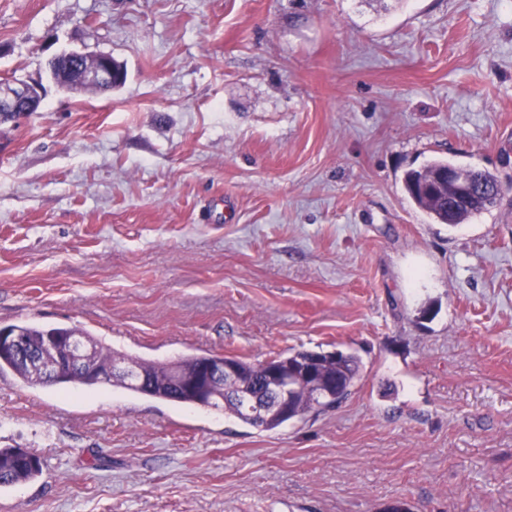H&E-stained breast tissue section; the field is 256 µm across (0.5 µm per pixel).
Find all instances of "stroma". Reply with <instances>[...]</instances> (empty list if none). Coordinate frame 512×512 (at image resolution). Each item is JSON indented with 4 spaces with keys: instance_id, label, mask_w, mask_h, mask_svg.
Listing matches in <instances>:
<instances>
[{
    "instance_id": "1",
    "label": "stroma",
    "mask_w": 512,
    "mask_h": 512,
    "mask_svg": "<svg viewBox=\"0 0 512 512\" xmlns=\"http://www.w3.org/2000/svg\"><path fill=\"white\" fill-rule=\"evenodd\" d=\"M109 53L67 92L48 62ZM0 326L148 361L352 350L270 432L108 384L0 377V512H512V193L451 227L441 158L512 176V0H0ZM61 60L71 63L79 70H61L58 65ZM121 63L116 61L111 54L98 53V54H84L75 51H65L55 56L49 63V71L52 77L56 80L55 72L58 78L63 81L66 73H73L79 77L88 87L102 91L100 87L94 86H107L112 87L118 85L123 80V69L120 67ZM41 95L36 85L24 81L0 83V118L16 117L37 112ZM8 119L4 117V121ZM450 166L453 165L445 160L432 161L421 168L408 170L404 175L403 182L409 198L436 223L456 226L464 223L472 215L493 206L487 204L486 190L480 192L472 201L461 205L466 203L471 197L474 183L471 180L457 179L452 169H448ZM447 172L448 183L453 184V203L460 204L456 206L454 212L448 211L447 199H443V197L447 196V187L441 188L438 195L430 194L425 189L434 177L439 174L446 175ZM41 472L35 456L20 453L19 448H0V486H9L32 479Z\"/></svg>"
}]
</instances>
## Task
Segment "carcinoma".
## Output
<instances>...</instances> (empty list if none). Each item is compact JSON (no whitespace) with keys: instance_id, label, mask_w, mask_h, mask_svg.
<instances>
[{"instance_id":"carcinoma-1","label":"carcinoma","mask_w":512,"mask_h":512,"mask_svg":"<svg viewBox=\"0 0 512 512\" xmlns=\"http://www.w3.org/2000/svg\"><path fill=\"white\" fill-rule=\"evenodd\" d=\"M450 163L445 160H435L429 164L418 168L410 169L404 175V188L409 198L423 211H425L435 222L439 224H448L456 226L464 223L469 217L480 213L488 208L485 192H480L472 201L465 205L456 206L453 212L448 211V202L445 200L448 189L443 187L439 194L433 195L426 191V186L434 177L440 174H447ZM12 329L18 331L23 337L25 352L30 354L43 353V345L49 336H67L69 334H79L83 336L93 347V358L100 362L123 363L128 364L141 371L148 379V385L144 388L127 385L122 381L114 382V385L127 389L142 395L170 400L188 407L224 409V414L232 416L243 424L248 425L260 432L273 431L291 421L303 418L305 415L313 412L331 408L339 404L362 377V360L358 354L347 351L339 360L333 357H322V369L332 378L336 379V394L331 403L325 405L304 392L288 393V385H283L281 390L282 397L290 398V413L284 415L278 411L271 410L263 418L253 416L242 402L231 399L232 394L238 392L258 393L261 391L260 385L263 373V364L253 363L244 360H237L240 369L239 380L224 383V402L210 403L196 397L195 394L183 392L175 393L171 389V375L175 372L190 373L196 366L207 360V354H193L183 356L175 360L166 362H151L139 360L135 357L120 354L106 346L102 341L96 339L88 332L76 327H60L52 325L39 324H14ZM12 372L18 376L24 383L29 385L52 384L60 389H67L72 384L83 386L91 385V382L85 380L82 373L77 371L63 370L53 382H48L42 378L38 369H31L26 364L18 362L12 358H0V376L7 372ZM41 472V462L35 456H27L20 453L17 448H0V486H9L20 481L32 479Z\"/></svg>"}]
</instances>
